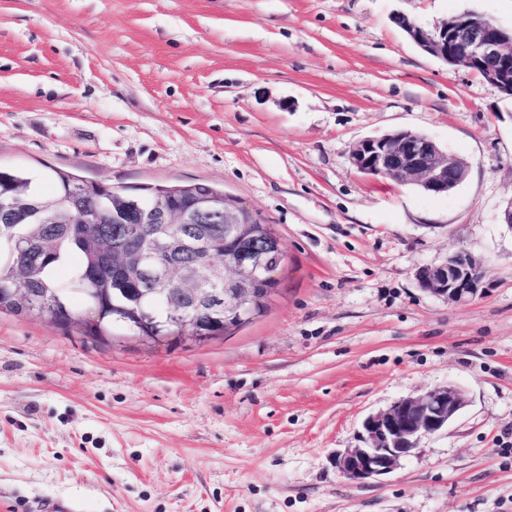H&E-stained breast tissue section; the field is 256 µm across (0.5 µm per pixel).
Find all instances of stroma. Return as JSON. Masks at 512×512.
<instances>
[{
  "label": "stroma",
  "instance_id": "obj_1",
  "mask_svg": "<svg viewBox=\"0 0 512 512\" xmlns=\"http://www.w3.org/2000/svg\"><path fill=\"white\" fill-rule=\"evenodd\" d=\"M464 11L512 28V0H0L1 169L211 184L287 254L262 314L207 341L0 314V512H512V98L392 20ZM397 129L465 180L358 174ZM460 249L481 294L422 290ZM448 384L447 429L338 473L369 414Z\"/></svg>",
  "mask_w": 512,
  "mask_h": 512
}]
</instances>
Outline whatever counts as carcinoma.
I'll list each match as a JSON object with an SVG mask.
<instances>
[{
  "label": "carcinoma",
  "instance_id": "carcinoma-1",
  "mask_svg": "<svg viewBox=\"0 0 512 512\" xmlns=\"http://www.w3.org/2000/svg\"><path fill=\"white\" fill-rule=\"evenodd\" d=\"M49 180L54 189L47 195L40 182ZM209 196L220 202L232 196L205 184L155 185L137 192L118 190L107 183L87 184L79 178L54 170L31 173L0 170V201L28 215L17 223L0 211V314L45 318L53 324L78 322L88 337L112 335L116 325L133 336L154 335L159 325L166 339H179L178 327L167 323V307L185 299L186 285L175 279L158 295L154 280L140 267H112V249L127 241L130 214L154 205L190 208ZM145 235L181 233L180 224H146ZM213 243L221 250L240 248L224 238V225L211 228ZM197 259L189 250L157 257L159 264L180 266ZM70 268L67 286L57 271ZM83 298V309L75 311L71 297ZM201 335L212 332V322H233L230 314L195 310Z\"/></svg>",
  "mask_w": 512,
  "mask_h": 512
}]
</instances>
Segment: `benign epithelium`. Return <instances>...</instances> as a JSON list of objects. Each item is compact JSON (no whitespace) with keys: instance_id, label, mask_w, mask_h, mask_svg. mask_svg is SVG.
Here are the masks:
<instances>
[{"instance_id":"obj_1","label":"benign epithelium","mask_w":512,"mask_h":512,"mask_svg":"<svg viewBox=\"0 0 512 512\" xmlns=\"http://www.w3.org/2000/svg\"><path fill=\"white\" fill-rule=\"evenodd\" d=\"M393 22L424 52L453 68H464L480 76L504 93L512 94V29H503L473 13L448 17L430 30L403 14ZM350 163L359 173L396 183L417 182L431 194H445L465 178L466 162L442 150L424 134L408 129L395 130L357 143ZM258 216L238 204H201L194 209L154 207L139 219L141 224H188L183 242L201 238L204 226L225 224L228 233L247 234L246 219ZM131 241L141 242L144 254L152 249L179 248L170 241H140L139 227L129 229ZM207 274L193 278L198 287L192 296L198 302H224V311L238 319L249 317L253 304L260 302L253 285L276 278L281 262L265 251H255L247 259L218 251L210 243L203 246ZM483 272L479 263L464 249L445 262L422 268L418 281L423 290L452 303H465L479 292ZM466 405L461 390L453 385L396 401L385 410L371 414L362 424V445L336 453L334 465L339 473L355 482H366L393 472L402 458L414 450L422 437L436 434L452 423Z\"/></svg>"}]
</instances>
